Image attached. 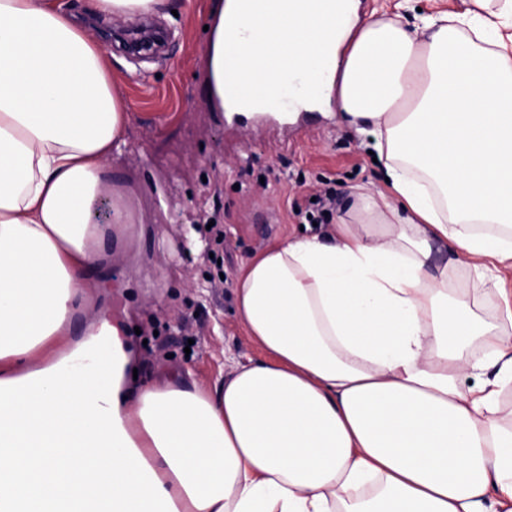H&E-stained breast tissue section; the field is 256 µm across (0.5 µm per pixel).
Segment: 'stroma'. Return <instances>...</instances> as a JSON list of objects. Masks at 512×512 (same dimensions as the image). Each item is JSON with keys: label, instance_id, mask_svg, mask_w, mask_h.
Wrapping results in <instances>:
<instances>
[{"label": "stroma", "instance_id": "stroma-1", "mask_svg": "<svg viewBox=\"0 0 512 512\" xmlns=\"http://www.w3.org/2000/svg\"><path fill=\"white\" fill-rule=\"evenodd\" d=\"M148 19L170 29L174 50L133 57L120 43L107 54L112 85L129 106L112 179L134 214L106 240L112 300L126 309V352L142 381L185 370L201 386L258 358L235 316L234 284L244 265L290 235L313 233L304 214L317 190L334 196L333 214L353 189L387 192L365 136L347 129L327 100L287 128L261 129L244 114L225 118L205 86L206 27L211 0H172ZM470 0H359L361 19L385 15L413 25L418 13L463 12ZM224 220V278L208 260L206 219ZM448 274L481 316L494 320L498 301L467 269Z\"/></svg>", "mask_w": 512, "mask_h": 512}]
</instances>
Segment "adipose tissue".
<instances>
[{
  "instance_id": "ef3b65f1",
  "label": "adipose tissue",
  "mask_w": 512,
  "mask_h": 512,
  "mask_svg": "<svg viewBox=\"0 0 512 512\" xmlns=\"http://www.w3.org/2000/svg\"><path fill=\"white\" fill-rule=\"evenodd\" d=\"M474 2L356 30L354 0H219L209 97L336 91L396 197L363 190L326 236L248 261L261 360L130 389L101 250L131 221L111 195L128 106L67 0H0V512H512V0ZM449 276L456 288L461 289L466 294L469 302L477 308L481 316L486 321H493L496 316L498 301L491 291L486 289L479 280L464 267L449 269L448 277Z\"/></svg>"
}]
</instances>
